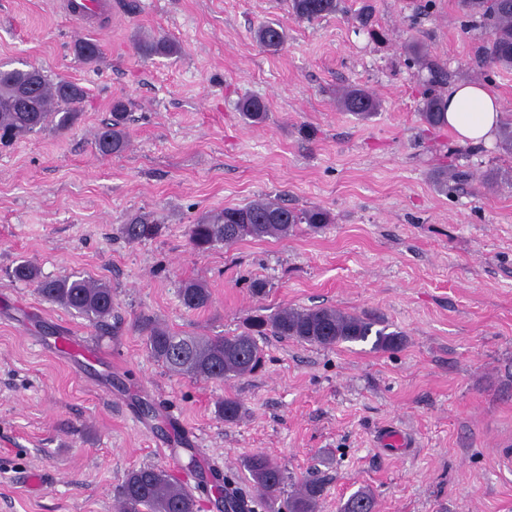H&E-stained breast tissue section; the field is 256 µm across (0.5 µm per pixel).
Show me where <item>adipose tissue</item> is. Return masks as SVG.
Returning a JSON list of instances; mask_svg holds the SVG:
<instances>
[{"label":"adipose tissue","instance_id":"1","mask_svg":"<svg viewBox=\"0 0 512 512\" xmlns=\"http://www.w3.org/2000/svg\"><path fill=\"white\" fill-rule=\"evenodd\" d=\"M445 119L457 140L473 145L495 139L502 116L498 96L481 83H457L446 95Z\"/></svg>","mask_w":512,"mask_h":512}]
</instances>
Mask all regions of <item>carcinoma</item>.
<instances>
[{"instance_id":"cac0c4a2","label":"carcinoma","mask_w":512,"mask_h":512,"mask_svg":"<svg viewBox=\"0 0 512 512\" xmlns=\"http://www.w3.org/2000/svg\"><path fill=\"white\" fill-rule=\"evenodd\" d=\"M463 13L489 32V42L482 51L481 67L512 68V0H459ZM291 14L302 21L313 22L332 16L340 10V0H288ZM263 48L280 50L287 41L285 30L277 23L266 22L254 32ZM138 51L145 56H170L178 46L165 37L138 42ZM85 90L66 78L52 79L33 65L6 69L0 66V144L38 133L47 128L58 132L69 130L79 118L78 105ZM339 106L362 119L377 112L379 102L373 94L357 86L345 88L338 98ZM245 118L260 123L267 106L257 98L240 104ZM443 96L432 87L426 89L421 119L429 126L444 123ZM126 104H112V122L95 136V149L101 155H119L128 144L125 128ZM331 223L330 213L322 208H290L275 198L258 197L243 205L226 207L208 214L187 227L192 247L205 251L217 243L233 245L248 237L285 240L299 224L318 229ZM158 225L146 213L133 216L123 225L125 238L135 243L153 236ZM14 280L35 285L46 300L73 311L89 321L102 324L112 317V288L91 277L69 275L47 278L37 266L21 261L11 270ZM211 294L202 283L185 281L179 289L185 309L197 311L207 307ZM371 318L350 314L332 307L282 308L269 315H257L244 331L232 336L181 335L154 322L144 324L145 345L149 355L177 374L219 381L240 378L254 373L263 363V349L257 337L276 336L310 345L333 348L346 342H365L375 336L373 347L393 351L403 343L399 331ZM217 412L224 422H238L246 413L244 404L235 397H226ZM244 468L260 492L276 504L285 484V470L274 458L255 453ZM324 485L317 480L302 483L300 489L283 500L288 512H318ZM120 512H195L193 496L176 487L168 475L153 466L129 471L117 489ZM374 499L363 490L351 495L340 505V512H373Z\"/></svg>"}]
</instances>
